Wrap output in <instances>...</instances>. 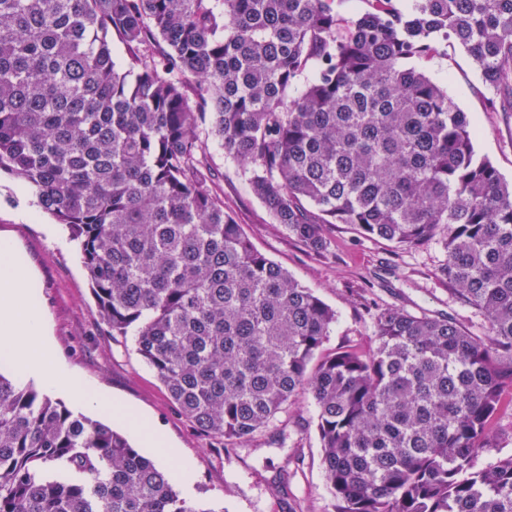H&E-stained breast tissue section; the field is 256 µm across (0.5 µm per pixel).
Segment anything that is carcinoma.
Wrapping results in <instances>:
<instances>
[{
    "instance_id": "carcinoma-1",
    "label": "carcinoma",
    "mask_w": 512,
    "mask_h": 512,
    "mask_svg": "<svg viewBox=\"0 0 512 512\" xmlns=\"http://www.w3.org/2000/svg\"><path fill=\"white\" fill-rule=\"evenodd\" d=\"M367 2L346 20L336 0H0V172L69 228L103 324L135 332L202 431L243 445L307 393L336 512H512V456L477 462L512 391V182L404 66L457 43L512 108V0ZM203 124L314 252L335 224L443 237L441 275L484 332L385 308L371 351L310 367L336 312L224 212ZM56 462L76 477L45 478ZM0 512L207 510L112 427L0 373Z\"/></svg>"
}]
</instances>
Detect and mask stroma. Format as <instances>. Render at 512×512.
Here are the masks:
<instances>
[{"label":"stroma","instance_id":"1","mask_svg":"<svg viewBox=\"0 0 512 512\" xmlns=\"http://www.w3.org/2000/svg\"><path fill=\"white\" fill-rule=\"evenodd\" d=\"M412 67L448 91L476 130L474 147L512 180V112H495V95L466 51L449 44L446 56L415 59ZM210 188L257 250L288 271L337 315L321 354L369 350L374 313L395 307L415 316L445 315L474 333L482 318L455 298L440 268L447 253L433 240L405 250L362 236L354 226L328 230L327 251L317 254L274 224L251 192L243 167L225 157L208 126ZM0 237L10 239L40 288L57 359L89 384L144 416L188 462L190 486L180 493L205 512H333L324 485L321 448L310 395H299L246 447L217 439L171 403L153 368L138 354L134 336L111 335L103 325L77 244L65 225L39 205L20 178L0 174Z\"/></svg>","mask_w":512,"mask_h":512}]
</instances>
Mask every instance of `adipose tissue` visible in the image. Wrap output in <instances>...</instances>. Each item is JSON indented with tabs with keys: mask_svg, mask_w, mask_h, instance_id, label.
<instances>
[{
	"mask_svg": "<svg viewBox=\"0 0 512 512\" xmlns=\"http://www.w3.org/2000/svg\"><path fill=\"white\" fill-rule=\"evenodd\" d=\"M0 361L12 367L20 380L34 378L48 391L67 393L77 406L126 424L158 457H172L167 442L137 413L55 361L35 276L7 238H0Z\"/></svg>",
	"mask_w": 512,
	"mask_h": 512,
	"instance_id": "adipose-tissue-1",
	"label": "adipose tissue"
}]
</instances>
